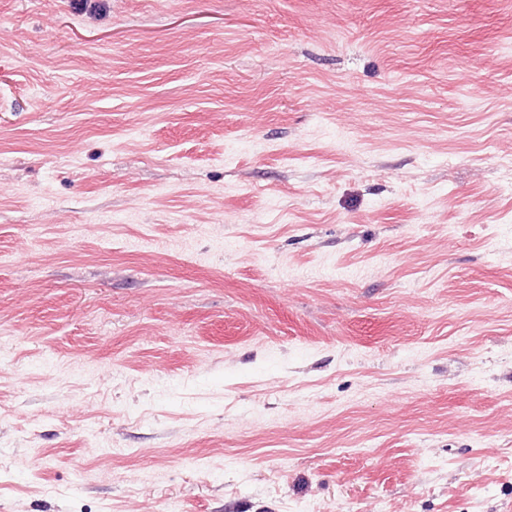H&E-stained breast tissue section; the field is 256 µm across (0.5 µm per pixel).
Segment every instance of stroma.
Instances as JSON below:
<instances>
[{"label":"stroma","instance_id":"stroma-1","mask_svg":"<svg viewBox=\"0 0 512 512\" xmlns=\"http://www.w3.org/2000/svg\"><path fill=\"white\" fill-rule=\"evenodd\" d=\"M0 512H512V0H0Z\"/></svg>","mask_w":512,"mask_h":512}]
</instances>
